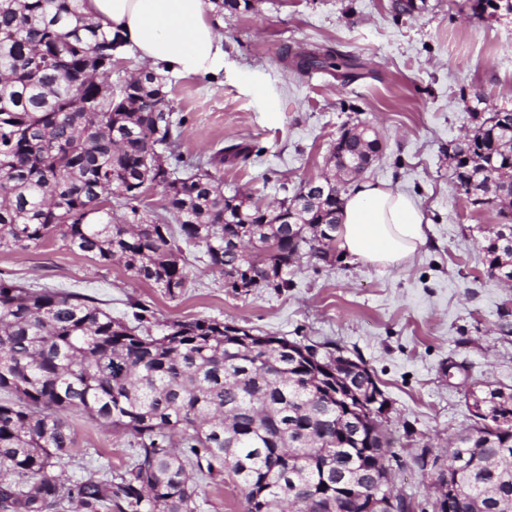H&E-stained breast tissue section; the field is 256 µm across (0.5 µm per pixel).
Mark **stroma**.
<instances>
[{
	"label": "stroma",
	"instance_id": "stroma-1",
	"mask_svg": "<svg viewBox=\"0 0 512 512\" xmlns=\"http://www.w3.org/2000/svg\"><path fill=\"white\" fill-rule=\"evenodd\" d=\"M392 0H256L250 12L219 17L224 69L215 77L169 76L175 116L185 117L181 150L192 160L237 143L247 162L224 163L225 195L267 207L305 181L330 172L342 128L374 126L383 150L362 173L413 195L427 220V246L404 267L337 258H302L287 287L236 292L198 262L202 249L181 243L189 278L172 298L103 264L57 235L24 251L0 249V276L97 299L113 317L131 301L150 307L151 335L169 325L215 318L302 345L342 348L374 375L397 440L388 466L395 488L430 512L429 490L412 456L423 443L444 448L474 418L470 388H512V287L487 272L484 238L498 205L458 194L453 141L471 130L474 111L512 108V13L474 15L473 0H421L398 17ZM329 46L364 59L350 83L328 73L300 74L289 55ZM68 472L82 464L124 465L128 438L80 413ZM198 512H243L231 481H201Z\"/></svg>",
	"mask_w": 512,
	"mask_h": 512
}]
</instances>
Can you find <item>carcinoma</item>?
I'll return each instance as SVG.
<instances>
[{"label":"carcinoma","instance_id":"cac0c4a2","mask_svg":"<svg viewBox=\"0 0 512 512\" xmlns=\"http://www.w3.org/2000/svg\"><path fill=\"white\" fill-rule=\"evenodd\" d=\"M222 15L254 0H213ZM123 42L91 22L81 0H0V248L25 250L58 234L106 264L175 298L188 281L177 238L204 248L210 269L237 290L284 288L307 256L330 262L342 199L336 178L302 184L275 207L224 195L212 173L245 161L232 144L206 163L178 150L165 78L148 69L113 94ZM299 73L359 77L362 61L331 48L293 53ZM453 175L479 204H512V110L479 119L452 148ZM165 214L142 208L146 191ZM276 212L285 221L266 220ZM485 247L487 269L512 280V211ZM87 296L0 277V512H196L197 485L229 478L244 512H363L372 474L393 438L368 403L383 397L363 368L364 402L336 400V358L292 365L288 341L213 319L143 334ZM474 424L444 449L459 476L442 512H512V391H479ZM77 412L129 438L125 466H82L63 476ZM424 445L413 465L437 459Z\"/></svg>","mask_w":512,"mask_h":512}]
</instances>
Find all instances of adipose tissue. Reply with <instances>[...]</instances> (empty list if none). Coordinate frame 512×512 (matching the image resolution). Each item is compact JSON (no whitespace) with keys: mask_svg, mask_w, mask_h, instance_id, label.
<instances>
[{"mask_svg":"<svg viewBox=\"0 0 512 512\" xmlns=\"http://www.w3.org/2000/svg\"><path fill=\"white\" fill-rule=\"evenodd\" d=\"M210 0H82L83 13L118 33L126 50L149 67L189 77L224 68V36L211 20ZM427 244L424 212L410 194L384 182L361 181L345 195L336 247L344 258L372 266L410 263Z\"/></svg>","mask_w":512,"mask_h":512,"instance_id":"adipose-tissue-1","label":"adipose tissue"}]
</instances>
